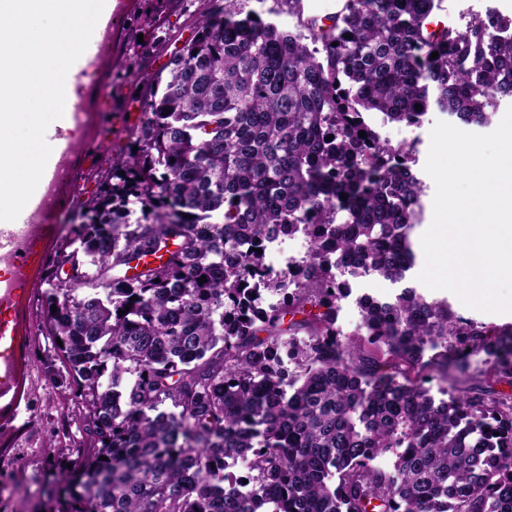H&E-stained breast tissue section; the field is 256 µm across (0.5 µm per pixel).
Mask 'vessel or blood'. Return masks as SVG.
<instances>
[{
  "mask_svg": "<svg viewBox=\"0 0 512 512\" xmlns=\"http://www.w3.org/2000/svg\"><path fill=\"white\" fill-rule=\"evenodd\" d=\"M122 10V0H106L102 15L89 45L73 64L65 99V126L48 129L46 140L52 153L39 182L37 193L30 198L18 218L0 221V429L10 428L26 419L30 408L27 399V374L31 338L24 322L27 291L24 287L30 272L41 261L43 246L54 233L48 216L59 205L58 190L74 151L68 127L80 126L86 112L84 90L99 72L112 32V21Z\"/></svg>",
  "mask_w": 512,
  "mask_h": 512,
  "instance_id": "1",
  "label": "vessel or blood"
}]
</instances>
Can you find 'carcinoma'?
I'll use <instances>...</instances> for the list:
<instances>
[{
    "label": "carcinoma",
    "instance_id": "1",
    "mask_svg": "<svg viewBox=\"0 0 512 512\" xmlns=\"http://www.w3.org/2000/svg\"><path fill=\"white\" fill-rule=\"evenodd\" d=\"M248 2L200 0L164 78H143L137 152L80 205L101 283L47 291L93 444L57 512H512V395L438 401L407 374L465 376L483 352L512 378V325L405 286L359 302L361 341L336 329L351 281L407 279L424 215L411 148L367 114L490 124L512 19L430 31L435 0H344L292 30ZM296 235L299 269L267 267Z\"/></svg>",
    "mask_w": 512,
    "mask_h": 512
}]
</instances>
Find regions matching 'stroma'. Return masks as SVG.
Returning <instances> with one entry per match:
<instances>
[{
	"label": "stroma",
	"instance_id": "stroma-1",
	"mask_svg": "<svg viewBox=\"0 0 512 512\" xmlns=\"http://www.w3.org/2000/svg\"><path fill=\"white\" fill-rule=\"evenodd\" d=\"M198 0H124L114 19L112 38L102 64V74L87 93L85 124L75 138V149L67 177L60 188L63 196L50 219L58 229L45 245V259L31 274L25 320L31 332L30 377L27 397L30 419L0 433V512H50L53 499L64 497L73 476L77 454L68 452L77 432L73 390L61 379L59 360L45 334V297L53 273L72 249L73 215L80 203L103 181L112 155L131 148L130 127L140 117L137 99L142 72H155L164 63V52L181 38L188 14ZM512 18V0H441L432 22L458 31L488 11ZM370 118L383 140L414 149V168L424 185L423 226H430L435 183L424 166L430 131L448 114L430 111L420 125L395 122L374 112Z\"/></svg>",
	"mask_w": 512,
	"mask_h": 512
}]
</instances>
